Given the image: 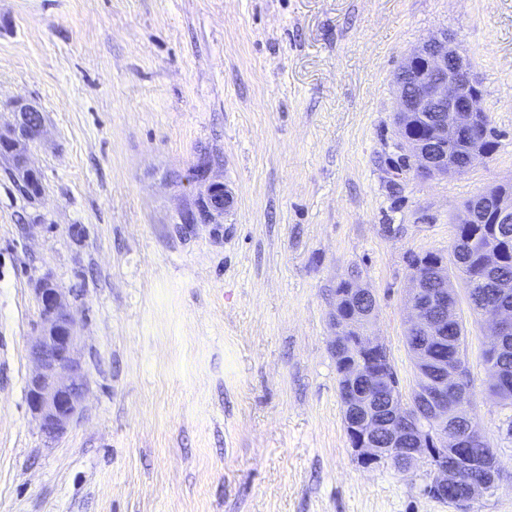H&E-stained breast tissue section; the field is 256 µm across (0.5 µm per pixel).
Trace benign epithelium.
<instances>
[{
	"instance_id": "obj_1",
	"label": "benign epithelium",
	"mask_w": 512,
	"mask_h": 512,
	"mask_svg": "<svg viewBox=\"0 0 512 512\" xmlns=\"http://www.w3.org/2000/svg\"><path fill=\"white\" fill-rule=\"evenodd\" d=\"M396 83V125L407 156L416 161V175L450 177L467 173L476 159L493 154L485 142L491 139L490 121L480 108V83L469 61L454 46V39L440 33L423 42L407 57ZM17 119L11 135L0 133V146L9 145L19 160L21 174L32 168L21 142L30 139L24 129L39 110L30 104L15 107ZM428 122L429 130L421 136L414 132L416 116ZM466 138L473 152L467 165H450L438 159L439 150L448 148V137ZM233 204L232 192L220 182H211L194 207L182 213L183 224H216ZM495 208L497 224H512V192L497 194L492 189L464 203L456 218L458 224H471L481 208ZM39 321L30 345L34 368L27 380L28 405L39 421L43 434L54 438L63 434L81 416L88 391L87 373L81 359V330L72 314L66 295L49 277L34 288ZM347 315L334 316L336 336L332 350L341 368L343 381L344 424L357 460L377 465L397 454L398 468L407 470L421 459L435 460L433 477L427 492L441 498L448 487L464 485V495L454 504L465 506L480 494L495 487L500 477L496 456L485 453L474 457L461 447L480 444L483 435L471 429L462 431L448 419V386L456 383V374L448 361L436 363L437 380L425 389L415 388L421 397L403 402L396 385L388 377L389 363L370 356L386 350L377 336L373 321L377 302L374 293L350 283L346 289ZM410 310L408 328L414 333L431 332L444 321L455 318L457 308L448 306V289L427 294L414 284L407 291ZM490 328V346H497L512 332V307L499 303L478 309ZM367 317L368 328L358 336H346L355 319ZM362 353L358 362H349L350 351ZM415 447H409L410 442ZM456 448L448 461V449Z\"/></svg>"
}]
</instances>
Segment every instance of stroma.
I'll use <instances>...</instances> for the list:
<instances>
[{
    "label": "stroma",
    "mask_w": 512,
    "mask_h": 512,
    "mask_svg": "<svg viewBox=\"0 0 512 512\" xmlns=\"http://www.w3.org/2000/svg\"><path fill=\"white\" fill-rule=\"evenodd\" d=\"M446 32L497 147L464 176L415 175L395 73ZM39 198L0 169V512H460L427 461L366 467L346 433L336 285L377 299L403 396L412 255L512 181V0H0V132L15 103ZM209 178L234 204L184 224ZM81 325L89 389L62 436L26 399L44 276ZM466 326L472 415L501 467L467 512H512V407Z\"/></svg>",
    "instance_id": "1"
}]
</instances>
